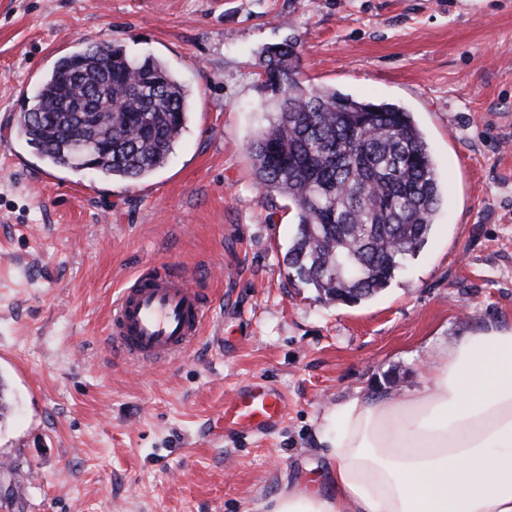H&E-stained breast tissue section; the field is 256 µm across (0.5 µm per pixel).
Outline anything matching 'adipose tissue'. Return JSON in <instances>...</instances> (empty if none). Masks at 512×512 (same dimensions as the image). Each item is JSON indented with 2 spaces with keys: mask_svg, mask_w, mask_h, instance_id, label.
<instances>
[{
  "mask_svg": "<svg viewBox=\"0 0 512 512\" xmlns=\"http://www.w3.org/2000/svg\"><path fill=\"white\" fill-rule=\"evenodd\" d=\"M429 384L363 390L325 415L332 494L285 490L271 512H512V323L439 345Z\"/></svg>",
  "mask_w": 512,
  "mask_h": 512,
  "instance_id": "obj_1",
  "label": "adipose tissue"
}]
</instances>
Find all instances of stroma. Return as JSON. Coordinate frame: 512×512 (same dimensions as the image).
Returning <instances> with one entry per match:
<instances>
[{"label": "stroma", "mask_w": 512, "mask_h": 512, "mask_svg": "<svg viewBox=\"0 0 512 512\" xmlns=\"http://www.w3.org/2000/svg\"><path fill=\"white\" fill-rule=\"evenodd\" d=\"M291 37L307 83L412 112L443 186L424 249L355 305L293 276L296 209L254 179L258 58ZM98 43L158 57L192 93L169 162L138 182L45 166L17 130L37 76ZM159 263L217 309L184 359L131 367L106 343L112 299ZM506 321L512 0H0V512H270L288 484L329 493L331 405L421 390L432 346ZM257 377L286 421L215 435Z\"/></svg>", "instance_id": "obj_1"}]
</instances>
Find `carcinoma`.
I'll return each instance as SVG.
<instances>
[{"mask_svg":"<svg viewBox=\"0 0 512 512\" xmlns=\"http://www.w3.org/2000/svg\"><path fill=\"white\" fill-rule=\"evenodd\" d=\"M299 60L291 40L262 52L275 112L248 150L256 184L297 210L284 262L319 298L354 304L421 252L440 210V180L411 113L311 87ZM188 97L157 57L89 44L40 80L19 132L46 164L80 172L90 156L97 175L136 182L166 165L190 118Z\"/></svg>","mask_w":512,"mask_h":512,"instance_id":"1","label":"carcinoma"}]
</instances>
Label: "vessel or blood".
<instances>
[{"label":"vessel or blood","instance_id":"1","mask_svg":"<svg viewBox=\"0 0 512 512\" xmlns=\"http://www.w3.org/2000/svg\"><path fill=\"white\" fill-rule=\"evenodd\" d=\"M206 297L190 274L169 266L134 275L111 306L108 326L114 355L130 363L170 364L204 336ZM288 414L285 395L264 380L238 389L224 403V430L267 434Z\"/></svg>","mask_w":512,"mask_h":512}]
</instances>
